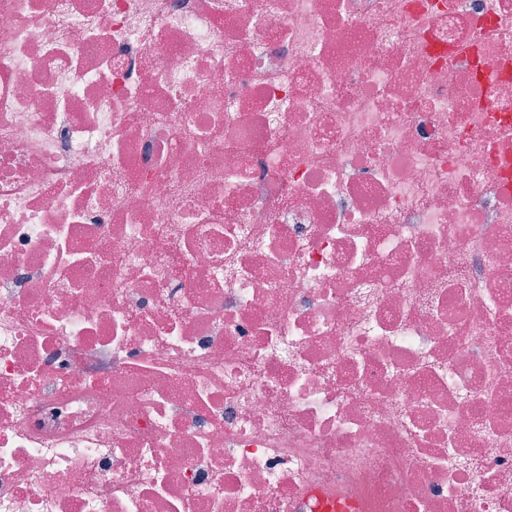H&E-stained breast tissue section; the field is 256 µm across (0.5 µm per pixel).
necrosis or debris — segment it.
<instances>
[{
    "label": "necrosis or debris",
    "instance_id": "1",
    "mask_svg": "<svg viewBox=\"0 0 512 512\" xmlns=\"http://www.w3.org/2000/svg\"><path fill=\"white\" fill-rule=\"evenodd\" d=\"M512 0H0V512H512ZM310 497L313 501V508L316 512H357L356 504L349 501H341L334 498H327L318 491H312Z\"/></svg>",
    "mask_w": 512,
    "mask_h": 512
}]
</instances>
